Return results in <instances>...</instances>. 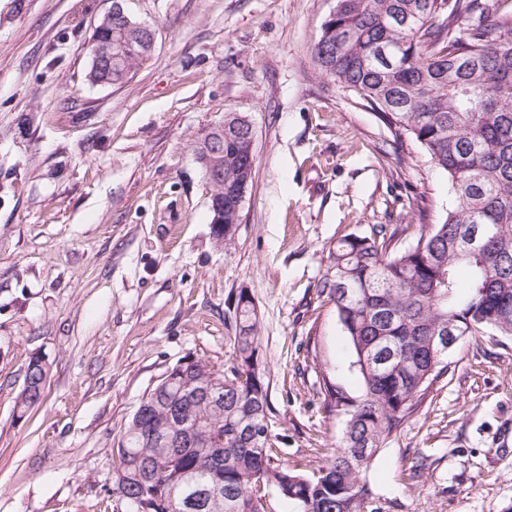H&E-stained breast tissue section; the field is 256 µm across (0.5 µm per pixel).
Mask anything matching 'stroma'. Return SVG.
Wrapping results in <instances>:
<instances>
[{"label":"stroma","mask_w":512,"mask_h":512,"mask_svg":"<svg viewBox=\"0 0 512 512\" xmlns=\"http://www.w3.org/2000/svg\"><path fill=\"white\" fill-rule=\"evenodd\" d=\"M112 0H0V512H126L112 450L178 360L234 362L255 302L278 463L312 473L345 428L324 381L360 391L328 253L415 227L448 180L411 139L321 78L336 0H126L155 32L121 85L85 80ZM228 114L255 131L230 245L212 236L195 146ZM36 353L41 402L15 409ZM368 474L383 512H512V336L463 337Z\"/></svg>","instance_id":"stroma-1"}]
</instances>
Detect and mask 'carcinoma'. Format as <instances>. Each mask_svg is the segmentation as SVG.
<instances>
[{"instance_id":"carcinoma-1","label":"carcinoma","mask_w":512,"mask_h":512,"mask_svg":"<svg viewBox=\"0 0 512 512\" xmlns=\"http://www.w3.org/2000/svg\"><path fill=\"white\" fill-rule=\"evenodd\" d=\"M312 55L318 74L379 113L395 134H406L448 179L451 204L436 224H421L416 241L397 250L399 228L376 224L350 234L329 251L318 287L328 291L362 382L352 396L324 384L332 411L346 415L343 437L312 475L274 461L269 386L263 372L255 304L242 292L235 306L234 349L240 364L227 370L179 360L168 388L179 391L224 380V404H195L218 445L217 460L202 448L167 452L144 442L163 428L167 412L149 391L112 454V494L128 512H266L261 489L276 487L295 512H381L366 479L378 451L414 412L432 382L448 371V354L431 336L448 324L474 336L491 329L512 336V12L487 0H336ZM102 18L90 54L109 42ZM108 71L90 65L92 85L121 83L145 50L134 41ZM249 121L224 127V205L231 242L240 223L237 199L253 180ZM41 357L31 356L19 394L24 415L41 400Z\"/></svg>"}]
</instances>
